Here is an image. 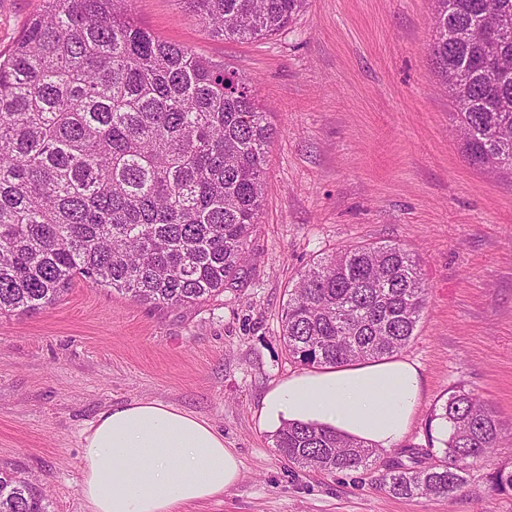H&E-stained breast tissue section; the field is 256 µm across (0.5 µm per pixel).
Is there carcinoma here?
<instances>
[{
	"mask_svg": "<svg viewBox=\"0 0 512 512\" xmlns=\"http://www.w3.org/2000/svg\"><path fill=\"white\" fill-rule=\"evenodd\" d=\"M0 50V315L49 308L75 279L136 302L198 305L246 278L276 128L249 80L164 41L130 18L133 0H44ZM212 36L256 40L304 0H184ZM430 51L475 165L512 172V0H431ZM486 15L508 22L484 39ZM427 292L399 244L354 245L300 275L282 315L290 355L338 367L396 355ZM440 454L413 447L382 462L406 499L454 497L501 446L492 406L455 386L430 421ZM297 468L367 470L379 455L313 424L275 435ZM512 490V469L491 477ZM0 512H45L29 482L0 473Z\"/></svg>",
	"mask_w": 512,
	"mask_h": 512,
	"instance_id": "obj_1",
	"label": "carcinoma"
}]
</instances>
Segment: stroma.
I'll list each match as a JSON object with an SVG mask.
<instances>
[{
	"label": "stroma",
	"instance_id": "35a3bbf8",
	"mask_svg": "<svg viewBox=\"0 0 512 512\" xmlns=\"http://www.w3.org/2000/svg\"><path fill=\"white\" fill-rule=\"evenodd\" d=\"M42 0H0V50ZM160 39L250 79L278 136L268 154L253 271L209 301L157 308L78 279L57 305L0 317V470L33 480L47 512H87L81 442L104 410L170 404L208 421L241 460L222 497L182 512H512L489 478L472 493L403 499L375 472L292 467L261 427L263 396L301 371L282 336L288 290L347 245L400 244L420 259L427 305L402 358L422 398L404 447H427L435 405L460 384L512 429V180L464 157L432 64L429 0H306L255 41L208 35L185 0H133Z\"/></svg>",
	"mask_w": 512,
	"mask_h": 512
}]
</instances>
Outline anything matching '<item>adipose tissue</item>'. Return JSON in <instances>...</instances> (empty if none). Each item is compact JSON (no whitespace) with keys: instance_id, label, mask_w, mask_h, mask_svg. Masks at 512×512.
I'll list each match as a JSON object with an SVG mask.
<instances>
[{"instance_id":"ef3b65f1","label":"adipose tissue","mask_w":512,"mask_h":512,"mask_svg":"<svg viewBox=\"0 0 512 512\" xmlns=\"http://www.w3.org/2000/svg\"><path fill=\"white\" fill-rule=\"evenodd\" d=\"M420 367L405 359L301 371L271 389L261 420L302 422L391 450L422 397ZM81 491L88 512H178L237 484L241 462L202 417L157 401L102 412L83 437Z\"/></svg>"}]
</instances>
